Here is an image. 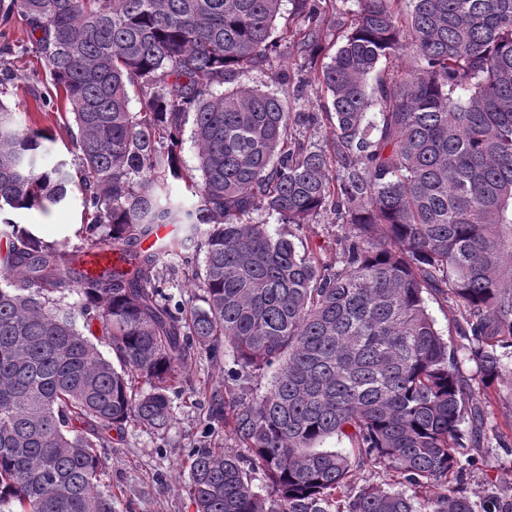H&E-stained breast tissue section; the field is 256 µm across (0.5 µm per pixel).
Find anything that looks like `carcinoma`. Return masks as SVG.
I'll list each match as a JSON object with an SVG mask.
<instances>
[{
  "label": "carcinoma",
  "instance_id": "carcinoma-1",
  "mask_svg": "<svg viewBox=\"0 0 512 512\" xmlns=\"http://www.w3.org/2000/svg\"><path fill=\"white\" fill-rule=\"evenodd\" d=\"M338 1L291 0L288 39L274 36L284 0H0L63 90L91 216L70 250L0 219V512H115L111 432L171 426L195 350L218 361L227 345L230 380L274 373L252 402L209 407L249 457L192 451L196 512H512L510 493L449 486L486 418L460 353L483 388L512 372V0H357L323 62ZM404 51L413 70L383 66ZM283 52L330 102L325 148L303 134L319 119L297 110L288 71L272 72L276 91L237 83ZM189 122L193 173L179 160ZM46 139L0 99V212L70 202L69 163H40ZM259 211L334 214L342 268L271 235ZM159 224L182 237L137 250ZM187 242L203 251L198 305L178 281ZM109 249L123 264L79 274L80 255ZM66 287L81 328L56 298ZM432 292L466 306V344L436 330ZM95 322L115 359L82 332ZM336 437L350 451L324 447ZM367 467L401 488L354 489Z\"/></svg>",
  "mask_w": 512,
  "mask_h": 512
}]
</instances>
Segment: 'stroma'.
I'll return each mask as SVG.
<instances>
[{
  "label": "stroma",
  "mask_w": 512,
  "mask_h": 512,
  "mask_svg": "<svg viewBox=\"0 0 512 512\" xmlns=\"http://www.w3.org/2000/svg\"><path fill=\"white\" fill-rule=\"evenodd\" d=\"M29 39V29L21 20L0 23V46L7 44L12 48L11 54L0 57V66L16 75L6 87L5 99L13 111L25 114L34 126L50 133V141L43 144V165L50 167L62 159L74 161L64 109L46 112L36 109V95L54 94L55 88L40 59L29 52ZM16 219L23 224L37 225L46 240L69 247L78 244L76 229L88 221L74 203L24 210ZM255 219L267 222L270 233L287 230L299 249L313 253L325 264L340 267L342 231L332 224L329 215L284 228L266 221L261 213ZM230 362L226 356L215 363L208 354L201 353L188 363L186 373L192 390L176 400L175 420L167 430L150 434L129 425L113 433L107 451L106 482L112 490L116 512H195L188 488L190 451L204 447L233 452L240 449L229 428L209 429L206 411L211 396L224 400L237 395L246 401L253 394L266 392L271 382L270 374L264 373L254 377L247 388H239L224 376V367ZM479 401L487 411L484 437L472 449L474 462L466 473V487L476 493L512 483V455L506 454L497 443L501 437L512 443V375L481 391Z\"/></svg>",
  "instance_id": "stroma-1"
}]
</instances>
